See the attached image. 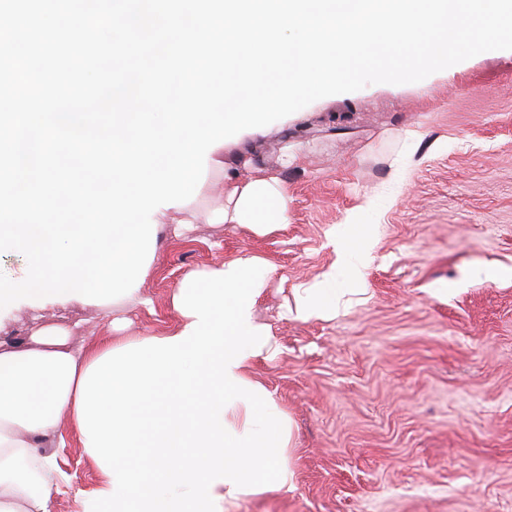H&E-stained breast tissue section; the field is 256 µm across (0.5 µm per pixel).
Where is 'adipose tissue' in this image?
Instances as JSON below:
<instances>
[{"label": "adipose tissue", "instance_id": "obj_1", "mask_svg": "<svg viewBox=\"0 0 512 512\" xmlns=\"http://www.w3.org/2000/svg\"><path fill=\"white\" fill-rule=\"evenodd\" d=\"M215 219L265 232L288 221V194L225 175ZM255 262L237 258L174 294V332L83 349L48 325L26 343L0 342V512H50L64 482L49 438L68 419L103 475L105 512H224L240 496L282 490L274 466L289 438L277 406L250 375L268 333L253 308Z\"/></svg>", "mask_w": 512, "mask_h": 512}]
</instances>
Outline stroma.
<instances>
[{"instance_id":"35a3bbf8","label":"stroma","mask_w":512,"mask_h":512,"mask_svg":"<svg viewBox=\"0 0 512 512\" xmlns=\"http://www.w3.org/2000/svg\"><path fill=\"white\" fill-rule=\"evenodd\" d=\"M286 188L288 222L216 224L225 171ZM158 225L146 305L116 297L129 339L179 321L172 296L201 271L259 260L254 321L269 343L251 368L290 430L291 491L229 512H512V50L417 83L318 99L261 135L225 140L181 211ZM335 308L296 318L328 274ZM73 344L108 334L86 299L0 310V341L43 325ZM69 477L51 512H83L102 475L62 423Z\"/></svg>"}]
</instances>
